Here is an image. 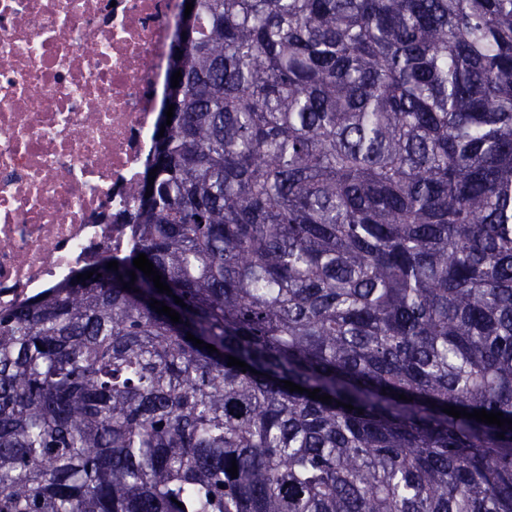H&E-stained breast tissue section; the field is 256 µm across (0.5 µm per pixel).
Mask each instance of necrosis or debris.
Returning a JSON list of instances; mask_svg holds the SVG:
<instances>
[{
    "instance_id": "necrosis-or-debris-1",
    "label": "necrosis or debris",
    "mask_w": 512,
    "mask_h": 512,
    "mask_svg": "<svg viewBox=\"0 0 512 512\" xmlns=\"http://www.w3.org/2000/svg\"><path fill=\"white\" fill-rule=\"evenodd\" d=\"M179 0H0V310L123 257Z\"/></svg>"
}]
</instances>
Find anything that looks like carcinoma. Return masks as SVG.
<instances>
[{"label": "carcinoma", "instance_id": "carcinoma-1", "mask_svg": "<svg viewBox=\"0 0 512 512\" xmlns=\"http://www.w3.org/2000/svg\"><path fill=\"white\" fill-rule=\"evenodd\" d=\"M178 70L118 270L0 310V512H512L443 412L512 419V0H195Z\"/></svg>", "mask_w": 512, "mask_h": 512}]
</instances>
